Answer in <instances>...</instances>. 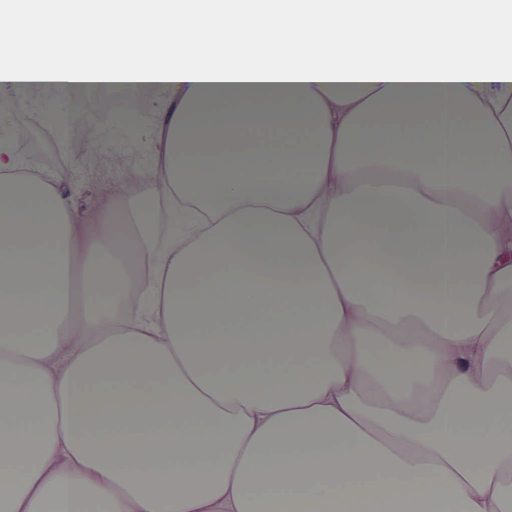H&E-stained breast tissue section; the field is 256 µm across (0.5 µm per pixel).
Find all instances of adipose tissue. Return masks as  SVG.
<instances>
[{"instance_id":"ef3b65f1","label":"adipose tissue","mask_w":512,"mask_h":512,"mask_svg":"<svg viewBox=\"0 0 512 512\" xmlns=\"http://www.w3.org/2000/svg\"><path fill=\"white\" fill-rule=\"evenodd\" d=\"M50 27L0 83L160 93L190 205L0 150V512H512V0H0Z\"/></svg>"}]
</instances>
